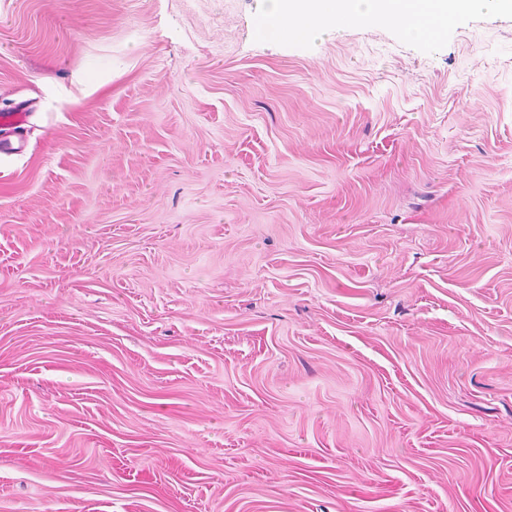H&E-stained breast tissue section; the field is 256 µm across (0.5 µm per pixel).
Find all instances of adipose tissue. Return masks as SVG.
<instances>
[{"label":"adipose tissue","instance_id":"obj_1","mask_svg":"<svg viewBox=\"0 0 512 512\" xmlns=\"http://www.w3.org/2000/svg\"><path fill=\"white\" fill-rule=\"evenodd\" d=\"M512 10V0H273L255 32L263 41L302 42L315 29L336 28L372 17L393 22L407 35L429 40L474 7Z\"/></svg>","mask_w":512,"mask_h":512}]
</instances>
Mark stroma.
I'll list each match as a JSON object with an SVG mask.
<instances>
[{"instance_id": "1", "label": "stroma", "mask_w": 512, "mask_h": 512, "mask_svg": "<svg viewBox=\"0 0 512 512\" xmlns=\"http://www.w3.org/2000/svg\"><path fill=\"white\" fill-rule=\"evenodd\" d=\"M0 0V512H512V12ZM261 14L255 32L263 41L304 42L319 27L336 28L365 16L394 22L407 35L429 40L477 5L511 11V0H274Z\"/></svg>"}]
</instances>
